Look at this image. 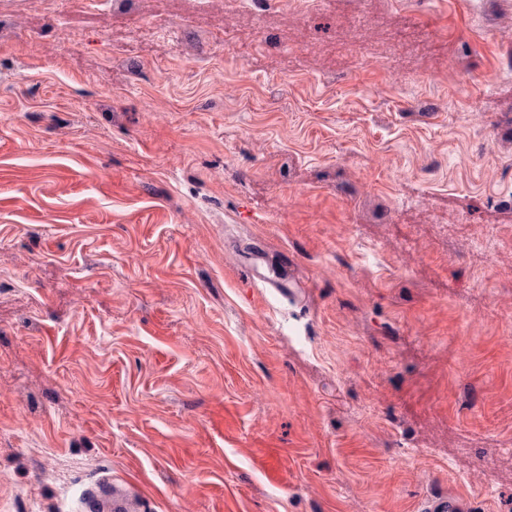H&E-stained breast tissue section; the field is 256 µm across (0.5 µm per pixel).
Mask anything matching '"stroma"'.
<instances>
[{
    "label": "stroma",
    "instance_id": "1",
    "mask_svg": "<svg viewBox=\"0 0 512 512\" xmlns=\"http://www.w3.org/2000/svg\"><path fill=\"white\" fill-rule=\"evenodd\" d=\"M111 489L512 512V0H0V512ZM251 272L255 284L259 282L268 284L271 288H276L279 292L283 288H288V256H283L279 262V266L273 270L274 276L267 277L260 273L259 268L266 264V255L262 249L251 253ZM423 510L426 512H466L469 508L457 495L448 493V495L428 500Z\"/></svg>",
    "mask_w": 512,
    "mask_h": 512
}]
</instances>
